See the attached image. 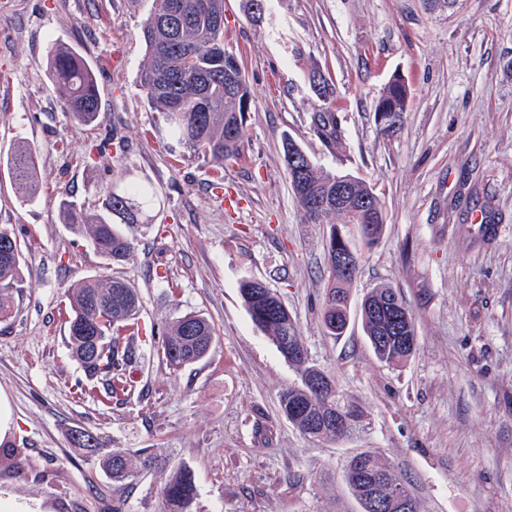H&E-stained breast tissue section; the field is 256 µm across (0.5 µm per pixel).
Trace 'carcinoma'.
<instances>
[{
	"mask_svg": "<svg viewBox=\"0 0 512 512\" xmlns=\"http://www.w3.org/2000/svg\"><path fill=\"white\" fill-rule=\"evenodd\" d=\"M197 0H154V7L144 20L142 35L147 62L140 74V86L150 104L163 117L171 135L197 155L215 161L234 160L241 156L247 142L246 126L229 138L224 135L226 123L237 119L228 111L224 98V26L212 25L210 16L196 14L192 4ZM48 72L62 92L63 109L73 121L90 126L98 117L99 92L91 67L75 48L56 43L48 51ZM311 126L325 146H336L341 133L336 113L325 108L313 114ZM5 167L15 192L30 198L36 192V155L27 145L15 146L6 155ZM293 194L305 218L314 224L330 225L327 251H333L336 228L339 224L361 227L372 225V232L362 233V245L370 248L380 239L385 216L383 207L373 190L363 180H357L355 191L369 198L375 212L367 216L363 211L338 213L330 207L314 213L307 202L328 201L336 193V175L311 167L305 183L298 182L293 170H288ZM155 194L135 182L106 191L99 210L87 211L68 192L60 193L58 211L68 230L86 238L94 250L109 264L125 261L134 251V243L120 229L122 224H135L138 216L154 205ZM8 247L11 254L0 255V318L8 319L14 310V292L23 283L22 252L17 238L9 229L0 227V248ZM363 253H358L347 276L339 275L334 262L327 263L325 303L322 322L339 317L338 309L349 299V290L357 279ZM261 284L245 281L240 286L242 301L254 316L260 309L258 296ZM70 314L68 339L73 357L79 362L86 378L124 382L133 374L135 350L128 341H121L119 331L135 324L140 300L136 288L116 277H87L68 289ZM365 336L376 359L387 365L399 366L414 355L411 350H399L380 343V325L371 316L360 313ZM268 332L273 344L288 334L301 341L296 319L287 311L283 319L272 315L268 324H260ZM214 328L201 314L189 313L168 325L162 337V352L167 365L174 370L195 364L211 350ZM288 364L295 367L300 384L283 389L279 395L282 414L303 435L312 439H344L362 427L364 411L349 400L327 372L310 362L309 355L293 357ZM325 376L328 383L318 392L306 381ZM333 414L355 418L346 429L328 434L310 424L312 417ZM88 456L99 458L101 467L115 482L132 480L145 471L162 472L166 464L152 455L131 454L122 450L102 452L100 442L78 444ZM358 461V477L345 474V481L360 505L361 512H373L369 487L377 470L386 468L376 452L366 449L352 456ZM196 496L194 476L190 469L180 467L164 477L160 483V512H190Z\"/></svg>",
	"mask_w": 512,
	"mask_h": 512,
	"instance_id": "obj_1",
	"label": "carcinoma"
}]
</instances>
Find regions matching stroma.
<instances>
[{
	"instance_id": "obj_1",
	"label": "stroma",
	"mask_w": 512,
	"mask_h": 512,
	"mask_svg": "<svg viewBox=\"0 0 512 512\" xmlns=\"http://www.w3.org/2000/svg\"><path fill=\"white\" fill-rule=\"evenodd\" d=\"M242 2L224 0V47L254 103L243 155L221 163L172 139L140 87L153 0H0V155L28 143L38 177L23 200L0 168V226L24 263L16 313L0 321V398L11 409L0 500L19 512H159L160 473L114 483L72 445L85 430L108 449L190 469L192 512H360L343 471L364 449L406 478L418 512H512V0H267L258 24ZM54 42L93 68V126L62 109L47 70ZM315 69L335 88L331 149L311 128ZM396 74L410 97L388 133L376 105ZM288 137L323 172L368 183L386 215L338 338L321 322L329 227L296 202ZM130 181L156 204L123 227L132 256L108 265L62 224L58 196L97 209L107 188ZM480 200L489 233L471 215ZM91 275L123 278L141 300L124 391L84 383L67 345L66 290ZM246 279L281 297L311 362L363 407L359 434L313 440L281 415L279 394L299 376L252 322ZM383 284L417 330L415 354L395 368L361 326L365 294ZM188 313L213 323L215 342L175 371L161 332Z\"/></svg>"
}]
</instances>
